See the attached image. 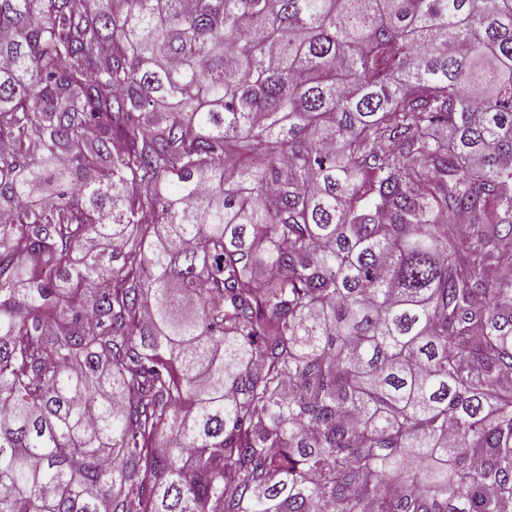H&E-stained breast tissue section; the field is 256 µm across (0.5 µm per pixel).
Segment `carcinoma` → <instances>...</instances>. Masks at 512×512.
<instances>
[{
  "label": "carcinoma",
  "mask_w": 512,
  "mask_h": 512,
  "mask_svg": "<svg viewBox=\"0 0 512 512\" xmlns=\"http://www.w3.org/2000/svg\"><path fill=\"white\" fill-rule=\"evenodd\" d=\"M0 58V512H512V0H0Z\"/></svg>",
  "instance_id": "carcinoma-1"
}]
</instances>
